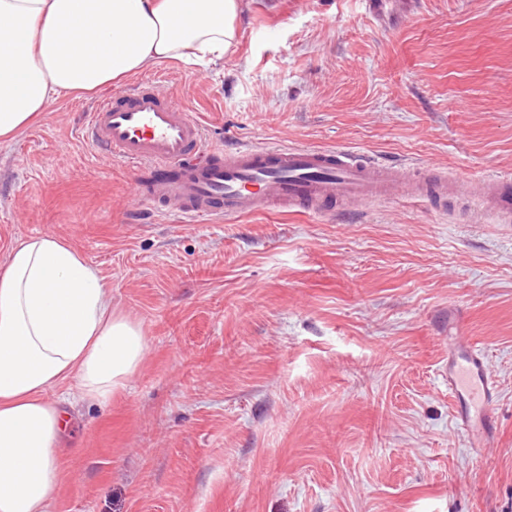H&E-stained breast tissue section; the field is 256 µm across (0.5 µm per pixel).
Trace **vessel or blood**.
Returning a JSON list of instances; mask_svg holds the SVG:
<instances>
[{"instance_id": "b4317fda", "label": "vessel or blood", "mask_w": 512, "mask_h": 512, "mask_svg": "<svg viewBox=\"0 0 512 512\" xmlns=\"http://www.w3.org/2000/svg\"><path fill=\"white\" fill-rule=\"evenodd\" d=\"M84 127L96 149L148 172L138 184L147 209L185 224L279 208L331 218L338 205L398 196L444 199L454 189L446 175L412 171L351 147L207 144L200 123L148 82L100 99L85 114ZM481 188L497 216L512 217L511 177L488 175ZM448 392L457 429L472 447L488 445L497 433L496 386L481 349L455 336L448 342Z\"/></svg>"}]
</instances>
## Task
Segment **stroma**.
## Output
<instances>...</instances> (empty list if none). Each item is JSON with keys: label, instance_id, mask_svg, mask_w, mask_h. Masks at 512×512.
Returning a JSON list of instances; mask_svg holds the SVG:
<instances>
[{"label": "stroma", "instance_id": "1", "mask_svg": "<svg viewBox=\"0 0 512 512\" xmlns=\"http://www.w3.org/2000/svg\"><path fill=\"white\" fill-rule=\"evenodd\" d=\"M243 4L223 61L140 74L207 142L352 146L462 195L182 224L85 141L97 95L0 141V272L55 235L145 340L111 402L48 390L71 403L51 512H512V223L476 214L483 178L512 174V0H420L389 28L362 0ZM455 334L497 385L480 450L452 416Z\"/></svg>", "mask_w": 512, "mask_h": 512}]
</instances>
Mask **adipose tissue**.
Returning <instances> with one entry per match:
<instances>
[{
    "label": "adipose tissue",
    "instance_id": "adipose-tissue-1",
    "mask_svg": "<svg viewBox=\"0 0 512 512\" xmlns=\"http://www.w3.org/2000/svg\"><path fill=\"white\" fill-rule=\"evenodd\" d=\"M242 0H0V140L60 97L157 63H215L236 45ZM140 328L115 314L97 270L53 235L14 245L0 273V512H50L68 416L45 398L75 383L108 403L139 368Z\"/></svg>",
    "mask_w": 512,
    "mask_h": 512
}]
</instances>
